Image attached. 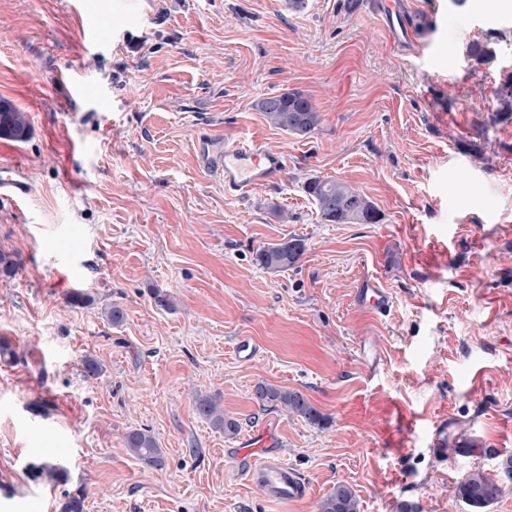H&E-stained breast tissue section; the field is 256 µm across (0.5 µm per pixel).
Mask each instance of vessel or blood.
Wrapping results in <instances>:
<instances>
[{"label": "vessel or blood", "mask_w": 512, "mask_h": 512, "mask_svg": "<svg viewBox=\"0 0 512 512\" xmlns=\"http://www.w3.org/2000/svg\"><path fill=\"white\" fill-rule=\"evenodd\" d=\"M198 148L204 166L223 178L225 189L231 192L241 193L251 185L275 180L285 168L280 154L253 142L221 146L208 136L199 140ZM31 192V185L20 166L0 169V198L18 203ZM358 299L379 314L386 312L390 306L389 294L371 280L362 283ZM257 439L263 453L259 463L251 462L252 450L248 445H241L232 451L235 458L247 461L245 474L249 481L261 486L274 499L294 501L302 498L306 485L294 470L280 460L271 430L259 432Z\"/></svg>", "instance_id": "vessel-or-blood-1"}]
</instances>
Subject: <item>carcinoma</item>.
Here are the masks:
<instances>
[{
    "label": "carcinoma",
    "instance_id": "cac0c4a2",
    "mask_svg": "<svg viewBox=\"0 0 512 512\" xmlns=\"http://www.w3.org/2000/svg\"><path fill=\"white\" fill-rule=\"evenodd\" d=\"M1 107L4 111H0V137L18 142L27 140L31 134L27 113L8 101H1ZM255 107L270 126L300 138L314 132L321 121L315 105L299 91L263 98L256 102ZM306 191L324 224H375L380 219L374 203L359 189L341 179L311 178L307 181ZM304 251V241L291 237L277 244L259 247L254 253V261L263 269L278 272L293 267ZM254 398L263 407L280 408L313 425L327 423L326 416L297 391L261 383L255 389ZM197 409L224 433L237 432L238 422L224 414V408L215 398L207 396L199 399ZM125 447L147 468L160 469L164 466L158 443L146 430L128 433ZM507 490H512V456L500 461L499 471L494 476L481 470L463 475L456 485V496L471 512H487V508ZM84 510L85 493L81 488L66 494L60 504V512ZM316 512H358V500L347 484L338 482L330 494L318 501Z\"/></svg>",
    "mask_w": 512,
    "mask_h": 512
}]
</instances>
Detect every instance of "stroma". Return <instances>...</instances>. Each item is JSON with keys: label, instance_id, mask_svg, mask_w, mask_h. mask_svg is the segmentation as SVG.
Masks as SVG:
<instances>
[{"label": "stroma", "instance_id": "1", "mask_svg": "<svg viewBox=\"0 0 512 512\" xmlns=\"http://www.w3.org/2000/svg\"><path fill=\"white\" fill-rule=\"evenodd\" d=\"M404 4L421 31L402 44L377 0H0V100L32 125L0 137V166L32 186L24 206L0 198V512H59L79 487L85 512H314L339 482L360 512H469L459 479L512 455V0ZM288 90L322 114L309 138L255 108ZM211 132L284 173L226 192L196 150ZM311 178L356 186L380 221L321 223ZM291 236L297 265L254 263ZM368 278L385 314L357 299ZM261 383L329 426L260 406ZM264 427L302 500L270 499L230 456ZM142 429L162 468L126 452ZM197 409L205 418L210 419L214 427L223 429L225 434H235L238 422L224 414V408L213 397L207 396L197 401Z\"/></svg>", "mask_w": 512, "mask_h": 512}]
</instances>
